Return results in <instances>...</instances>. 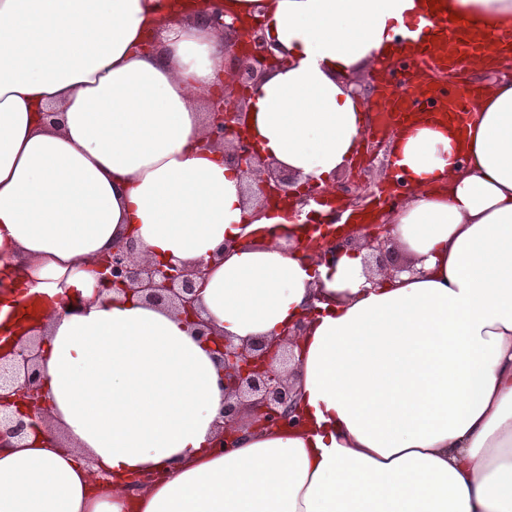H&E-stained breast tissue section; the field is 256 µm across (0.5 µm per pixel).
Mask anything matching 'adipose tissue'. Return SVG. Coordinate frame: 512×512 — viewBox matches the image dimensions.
I'll list each match as a JSON object with an SVG mask.
<instances>
[{"instance_id": "ef3b65f1", "label": "adipose tissue", "mask_w": 512, "mask_h": 512, "mask_svg": "<svg viewBox=\"0 0 512 512\" xmlns=\"http://www.w3.org/2000/svg\"><path fill=\"white\" fill-rule=\"evenodd\" d=\"M263 17L284 63L248 99L261 164L205 147L209 99L232 87L208 0H0V310L41 297L46 419L0 449V512H512V79L485 83L465 124L425 116L392 139L398 202L377 211L395 276L354 242L301 243L310 213L254 197L266 167L332 189L369 103L348 75L414 55L429 0H221ZM487 37L512 0H446ZM207 267L203 316L240 344L296 321L307 425L222 424L219 367L191 326L101 294L97 259ZM161 479L129 490L130 474Z\"/></svg>"}]
</instances>
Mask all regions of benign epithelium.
Segmentation results:
<instances>
[{"label": "benign epithelium", "mask_w": 512, "mask_h": 512, "mask_svg": "<svg viewBox=\"0 0 512 512\" xmlns=\"http://www.w3.org/2000/svg\"><path fill=\"white\" fill-rule=\"evenodd\" d=\"M211 23L224 35L225 50L242 61L238 69L237 96L222 95L210 102L207 143L225 148L224 158L237 167L250 170L256 157L244 132L242 106L249 92L258 84L266 70L280 64L264 36V21L256 19L242 27L223 20V12L215 10ZM290 179L271 169L259 187V207L275 199H288L291 209L310 204L314 196L305 190L292 193ZM366 247L375 251V262L391 274L414 273L413 265L402 261L388 248L383 224L371 225ZM319 235L310 240L309 250L321 253L339 245V232L329 224L316 225ZM138 243L134 236L112 247L96 263V288L104 292H132L145 302L166 306L180 314L197 334L209 341L224 374L225 401L222 410V432L216 447L229 452L237 447L236 421L244 407L254 413L259 426L298 428L302 424L296 412L292 387L288 382L291 361L288 350L264 338L235 344L222 336L213 335L208 321L201 316L199 306L203 285L202 265L186 266L169 262L137 260ZM36 341L0 352V447L21 441L36 431L45 412L44 375L38 364Z\"/></svg>", "instance_id": "1"}]
</instances>
